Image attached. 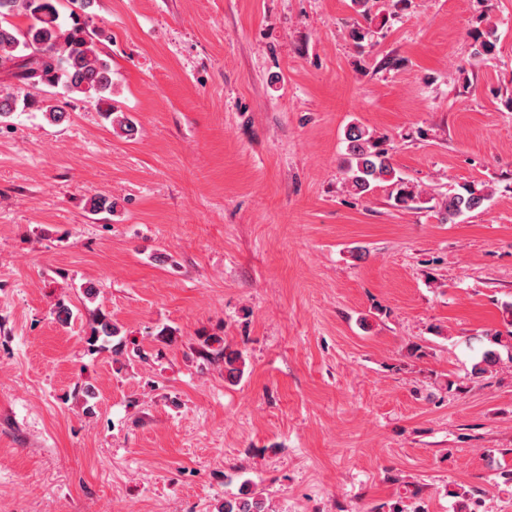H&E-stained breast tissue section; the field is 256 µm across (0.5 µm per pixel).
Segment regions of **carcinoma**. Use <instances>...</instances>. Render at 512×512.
<instances>
[{
	"instance_id": "cac0c4a2",
	"label": "carcinoma",
	"mask_w": 512,
	"mask_h": 512,
	"mask_svg": "<svg viewBox=\"0 0 512 512\" xmlns=\"http://www.w3.org/2000/svg\"><path fill=\"white\" fill-rule=\"evenodd\" d=\"M23 15L31 23L19 28L11 18ZM56 0H0V59L13 60L17 71L16 83L10 91L0 92V117H8L19 106L29 107L27 88L33 84L62 87L66 94L92 93L98 95V102L107 103L112 96V68L101 57L87 26L73 21L68 29L58 22ZM104 115L112 119V125L130 136L133 123L123 115L114 114L107 107ZM347 157L344 160L345 186L347 191L362 197L375 187L387 183L394 187L395 205L412 209L425 202L422 192L416 186L397 176L391 161L386 140L376 137L368 129L352 124L345 131ZM488 195L467 185L462 191L448 194L438 202L443 219L449 222L459 216L481 208ZM117 202L112 196L98 193L89 199V211L95 214L115 210ZM118 335L117 327L107 315L96 316L87 343H107ZM489 346L483 349L480 358L472 365L470 379H480L494 370L501 362L499 348L512 349V330L507 335L497 333L488 337ZM196 353L207 362H224V378L230 383L237 382L244 374L246 358L236 349L221 343L214 336H201ZM218 512H272L262 494L245 490L224 499Z\"/></svg>"
}]
</instances>
